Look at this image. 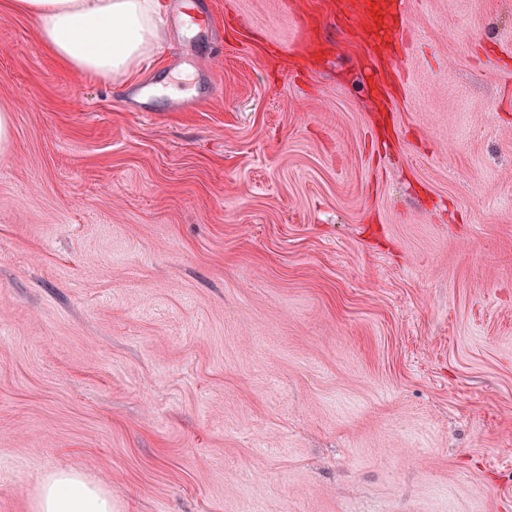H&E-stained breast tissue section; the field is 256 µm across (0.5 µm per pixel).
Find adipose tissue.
<instances>
[{
  "label": "adipose tissue",
  "instance_id": "obj_1",
  "mask_svg": "<svg viewBox=\"0 0 512 512\" xmlns=\"http://www.w3.org/2000/svg\"><path fill=\"white\" fill-rule=\"evenodd\" d=\"M5 5L37 23L58 59L92 76L132 74L160 38L161 0H5ZM35 512H112V494L87 476L60 468L41 479Z\"/></svg>",
  "mask_w": 512,
  "mask_h": 512
}]
</instances>
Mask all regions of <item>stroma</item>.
I'll use <instances>...</instances> for the list:
<instances>
[{
  "instance_id": "stroma-1",
  "label": "stroma",
  "mask_w": 512,
  "mask_h": 512,
  "mask_svg": "<svg viewBox=\"0 0 512 512\" xmlns=\"http://www.w3.org/2000/svg\"><path fill=\"white\" fill-rule=\"evenodd\" d=\"M133 112L0 9V512H512V0H210ZM393 1L401 4L398 0H358L357 7L352 11L350 18L353 19L357 25L361 26L367 34L371 35L374 32L373 26L378 25L377 18L382 16L383 11H386L392 6ZM375 6H378V9H375ZM201 71V79L197 83V95L192 101H175L172 102L168 111L170 112H189L202 101L211 97L216 88L212 70L206 64V61L199 66ZM126 99L135 112H159L156 107L157 86L154 84L129 87L126 91ZM36 512H112V493L87 476L56 469L40 481Z\"/></svg>"
}]
</instances>
